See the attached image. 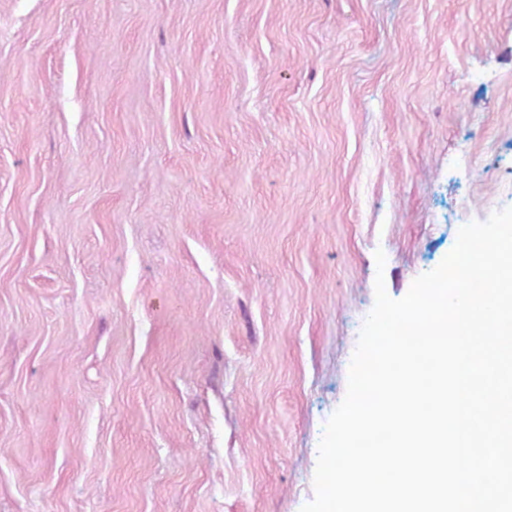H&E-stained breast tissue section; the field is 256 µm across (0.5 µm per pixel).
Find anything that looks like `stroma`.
Wrapping results in <instances>:
<instances>
[{"instance_id":"35a3bbf8","label":"stroma","mask_w":512,"mask_h":512,"mask_svg":"<svg viewBox=\"0 0 512 512\" xmlns=\"http://www.w3.org/2000/svg\"><path fill=\"white\" fill-rule=\"evenodd\" d=\"M508 207L512 0H0V512H300Z\"/></svg>"}]
</instances>
